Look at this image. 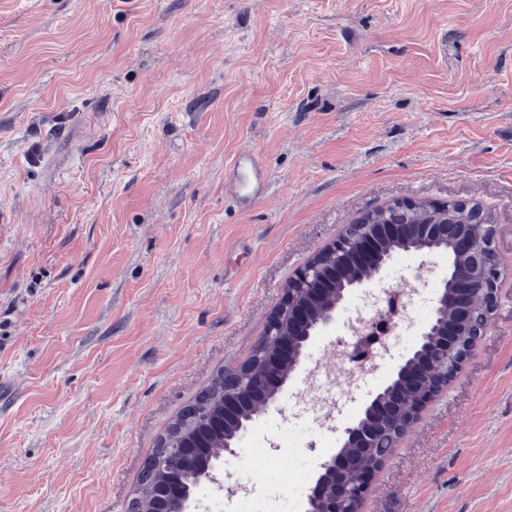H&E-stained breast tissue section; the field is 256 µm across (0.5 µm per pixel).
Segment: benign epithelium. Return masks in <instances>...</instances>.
<instances>
[{"mask_svg":"<svg viewBox=\"0 0 512 512\" xmlns=\"http://www.w3.org/2000/svg\"><path fill=\"white\" fill-rule=\"evenodd\" d=\"M419 209L431 213L424 201L405 200L366 213V224L357 233H341L307 264L288 279L278 306L269 315L255 350L258 363L244 369L236 363L224 367L217 377L218 389L205 412L224 423V432L216 449L209 453L205 467H199L196 442L181 431L159 440L158 448L147 458L143 469L152 472L150 500L138 512H193L195 499L183 495L164 477L155 461L170 453L174 464L198 472L201 483L223 485L218 463L232 451L237 440L256 415L255 406L267 408L275 402L276 391L288 382L301 364L305 343L296 337L311 338L336 317L346 294L363 286L384 265L378 256L389 258L395 245L412 232L422 241L415 252L429 253L427 243L448 239L458 258V267H448L442 280L437 303L421 332L415 348L396 369L385 386L367 407L373 422L389 427L408 428L412 419L405 412L424 411L435 399L436 377L454 362L453 376L464 369L471 349L462 344L459 328L474 324L478 305L484 306V322L477 336L486 334L497 308L500 288L496 256V226L479 224L478 231H462L460 224H395L392 212L410 213ZM378 432L369 423L356 421L345 431L343 448L321 464L307 501L314 512H361L370 481L379 465L371 461L370 449L376 447Z\"/></svg>","mask_w":512,"mask_h":512,"instance_id":"obj_1","label":"benign epithelium"}]
</instances>
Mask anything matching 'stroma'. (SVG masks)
<instances>
[{
	"mask_svg": "<svg viewBox=\"0 0 512 512\" xmlns=\"http://www.w3.org/2000/svg\"><path fill=\"white\" fill-rule=\"evenodd\" d=\"M243 151L269 178L247 208L224 182ZM406 197L491 210L501 288L363 512H512V0H0V512H127L158 437L251 353L288 278ZM447 273L446 254L400 252L366 288ZM362 291L223 457L267 512H304L416 343L396 331L381 374L336 388L333 430L314 426L293 397L313 360L341 363Z\"/></svg>",
	"mask_w": 512,
	"mask_h": 512,
	"instance_id": "35a3bbf8",
	"label": "stroma"
}]
</instances>
